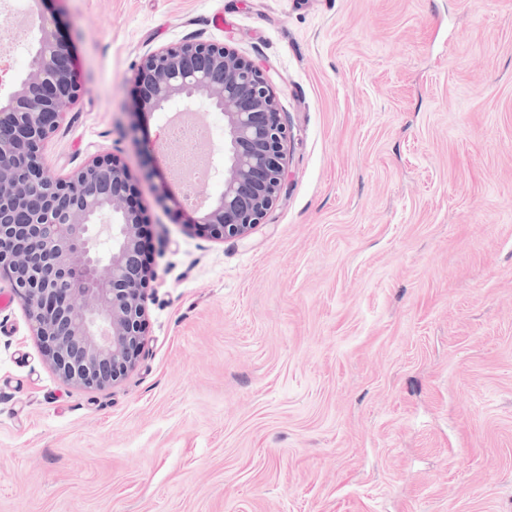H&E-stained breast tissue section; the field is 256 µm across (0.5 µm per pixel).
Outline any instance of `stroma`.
Masks as SVG:
<instances>
[{
  "label": "stroma",
  "mask_w": 512,
  "mask_h": 512,
  "mask_svg": "<svg viewBox=\"0 0 512 512\" xmlns=\"http://www.w3.org/2000/svg\"><path fill=\"white\" fill-rule=\"evenodd\" d=\"M82 93L59 176L132 171L134 68L187 38L270 78L283 191L246 238L136 185L143 356L63 382L0 306V512H512V0H43Z\"/></svg>",
  "instance_id": "35a3bbf8"
}]
</instances>
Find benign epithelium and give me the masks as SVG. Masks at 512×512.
<instances>
[{
	"mask_svg": "<svg viewBox=\"0 0 512 512\" xmlns=\"http://www.w3.org/2000/svg\"><path fill=\"white\" fill-rule=\"evenodd\" d=\"M41 2L27 6L34 31L28 71L0 99V278L10 282L58 376L105 389L140 360L153 272L139 264L144 219L127 204L136 176L125 163L106 153L59 177L44 161L45 143L82 87L60 18L42 12ZM132 81L137 121L130 131L143 148L144 175L162 184L155 164L162 138L149 135L143 118L174 104L220 111L224 145L210 152L220 193L197 207L168 193L161 199L185 214L183 226L215 241L249 235L279 197L290 138L263 70L221 42L188 38L145 54ZM14 209L30 211L28 223L4 222ZM104 229L112 240L105 256Z\"/></svg>",
	"mask_w": 512,
	"mask_h": 512,
	"instance_id": "benign-epithelium-1",
	"label": "benign epithelium"
}]
</instances>
